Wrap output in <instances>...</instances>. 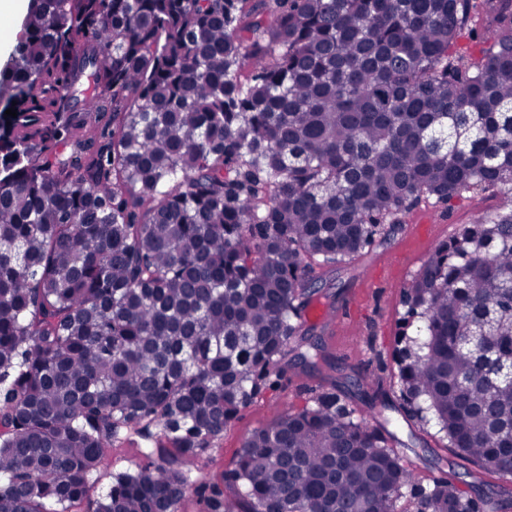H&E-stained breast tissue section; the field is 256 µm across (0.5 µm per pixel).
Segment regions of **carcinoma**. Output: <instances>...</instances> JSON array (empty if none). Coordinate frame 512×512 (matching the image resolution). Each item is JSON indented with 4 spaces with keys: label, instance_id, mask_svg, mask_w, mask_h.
<instances>
[{
    "label": "carcinoma",
    "instance_id": "carcinoma-1",
    "mask_svg": "<svg viewBox=\"0 0 512 512\" xmlns=\"http://www.w3.org/2000/svg\"><path fill=\"white\" fill-rule=\"evenodd\" d=\"M494 188L512 0H30L0 70V512H70L152 426L96 512H399L405 488L416 512H497L512 486H417L330 393L254 430L225 481L192 477L288 352L332 367L297 339L314 265ZM404 304L413 413L512 481V208L460 226ZM145 444L142 439L136 435L121 440L108 454L107 460L103 466L94 475V488L92 490L91 501H85L79 505L75 510L78 512H89L87 511L98 496L105 494L110 486L112 485V474L122 471H133L139 465L144 464L146 461L141 453V448Z\"/></svg>",
    "mask_w": 512,
    "mask_h": 512
}]
</instances>
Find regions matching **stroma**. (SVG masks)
<instances>
[{
    "label": "stroma",
    "instance_id": "obj_1",
    "mask_svg": "<svg viewBox=\"0 0 512 512\" xmlns=\"http://www.w3.org/2000/svg\"><path fill=\"white\" fill-rule=\"evenodd\" d=\"M499 191H470L448 205L410 210L403 224L388 236L378 238L364 254L343 265L320 270L324 290L322 305L336 311L358 304V317L349 325L314 323L319 342L336 363L328 376L299 366L289 367L273 388L265 389L227 426L215 449L198 463L202 480L220 479L235 465L249 434L307 405L319 392L333 389L357 410L369 426L387 423L397 437L404 466L417 483L433 477H449L458 486L469 483L470 464L451 452L448 440L435 424H425L409 415L394 356L400 334L415 335L416 327L406 314L402 295L412 278L443 243L463 224L476 223L487 213L511 202ZM362 373L382 382L389 405L368 409L350 380ZM144 442L138 436L121 440L97 472L93 496L105 494L112 476L144 464Z\"/></svg>",
    "mask_w": 512,
    "mask_h": 512
}]
</instances>
